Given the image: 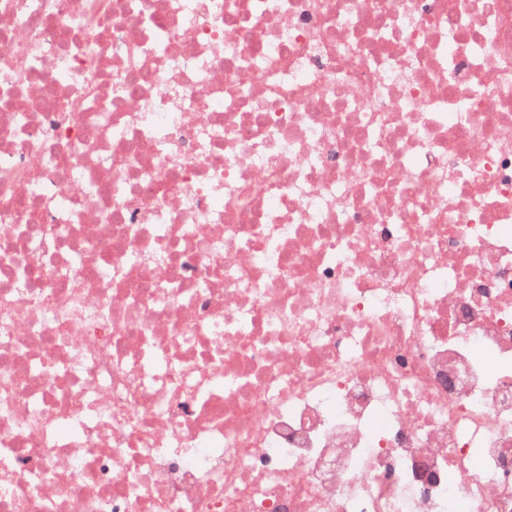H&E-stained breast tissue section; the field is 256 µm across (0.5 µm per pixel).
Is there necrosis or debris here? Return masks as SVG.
<instances>
[{
    "instance_id": "obj_1",
    "label": "necrosis or debris",
    "mask_w": 512,
    "mask_h": 512,
    "mask_svg": "<svg viewBox=\"0 0 512 512\" xmlns=\"http://www.w3.org/2000/svg\"><path fill=\"white\" fill-rule=\"evenodd\" d=\"M0 269V512H512V0H0Z\"/></svg>"
}]
</instances>
